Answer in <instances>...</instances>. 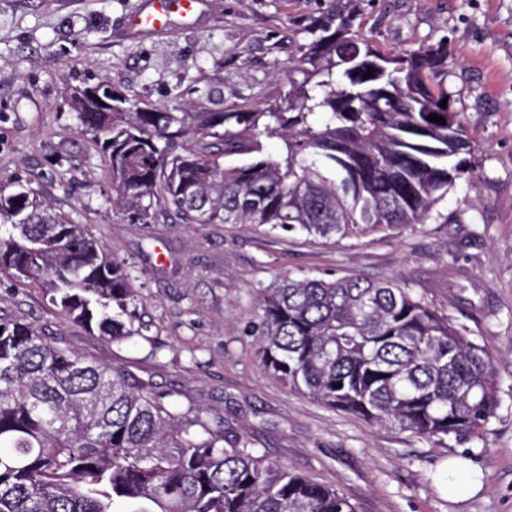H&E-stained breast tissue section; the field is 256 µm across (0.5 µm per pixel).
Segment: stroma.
Wrapping results in <instances>:
<instances>
[{
    "label": "stroma",
    "instance_id": "stroma-1",
    "mask_svg": "<svg viewBox=\"0 0 512 512\" xmlns=\"http://www.w3.org/2000/svg\"><path fill=\"white\" fill-rule=\"evenodd\" d=\"M148 0H0V184L28 181L132 267L142 334L112 343L63 319L40 289L0 278V311L96 360L181 392L279 466L330 485L356 512H512V0H335L359 35L411 50L446 40L440 82L476 143L477 175L439 203L449 220L343 240L241 224L131 222L69 89L100 78L148 105L269 109L324 0H201L191 23L132 28ZM360 275L409 288L492 355L499 406L466 440L426 441L333 412L262 367L248 331L282 277ZM480 483L448 498V459Z\"/></svg>",
    "mask_w": 512,
    "mask_h": 512
}]
</instances>
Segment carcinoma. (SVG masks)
<instances>
[{
  "label": "carcinoma",
  "instance_id": "1",
  "mask_svg": "<svg viewBox=\"0 0 512 512\" xmlns=\"http://www.w3.org/2000/svg\"><path fill=\"white\" fill-rule=\"evenodd\" d=\"M331 7L309 21L286 107L188 112L112 91V111L72 103L100 145L112 206L149 222L265 226L342 239L428 222L475 146L439 77L440 41L381 48ZM369 78H364L368 72ZM437 114L439 124L428 120ZM282 141L266 156L261 137ZM20 181L0 184V275L42 290L67 320L112 342L135 334L130 268ZM250 327L262 366L331 410L424 439L475 435L498 406L485 346L405 285L362 276L284 277ZM0 512H355L348 497L267 461L120 367L0 313Z\"/></svg>",
  "mask_w": 512,
  "mask_h": 512
}]
</instances>
